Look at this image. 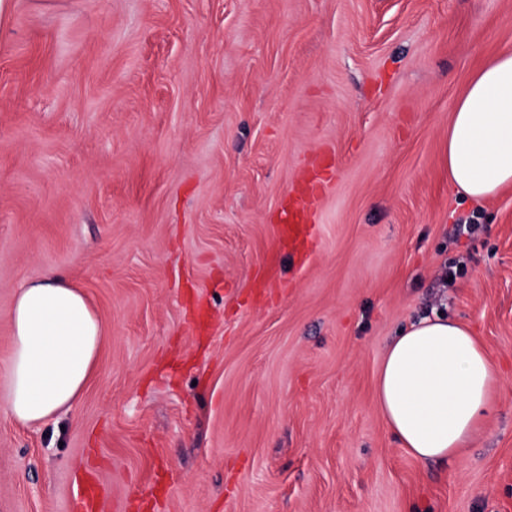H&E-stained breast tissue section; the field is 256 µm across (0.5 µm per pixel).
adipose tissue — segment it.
I'll return each mask as SVG.
<instances>
[{
  "label": "adipose tissue",
  "mask_w": 512,
  "mask_h": 512,
  "mask_svg": "<svg viewBox=\"0 0 512 512\" xmlns=\"http://www.w3.org/2000/svg\"><path fill=\"white\" fill-rule=\"evenodd\" d=\"M444 161L456 192L472 201L512 187V51L478 70L457 100ZM11 325L9 377L0 392L7 415L36 425L73 409L104 338L86 296L46 275L17 290ZM499 384L478 336L437 315L400 329L386 345L375 399L401 448L421 461L448 462L481 431Z\"/></svg>",
  "instance_id": "adipose-tissue-1"
}]
</instances>
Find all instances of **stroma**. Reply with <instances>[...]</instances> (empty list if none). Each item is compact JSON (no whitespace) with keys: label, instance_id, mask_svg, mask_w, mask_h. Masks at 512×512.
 Listing matches in <instances>:
<instances>
[{"label":"stroma","instance_id":"obj_1","mask_svg":"<svg viewBox=\"0 0 512 512\" xmlns=\"http://www.w3.org/2000/svg\"><path fill=\"white\" fill-rule=\"evenodd\" d=\"M505 50L512 0H16L0 391L21 285L65 276L105 338L73 410L0 406V512H72L88 473L98 512H512V189L471 202L443 163ZM304 181L297 256L278 233ZM434 308L501 373L448 464L374 400L387 343Z\"/></svg>","mask_w":512,"mask_h":512}]
</instances>
